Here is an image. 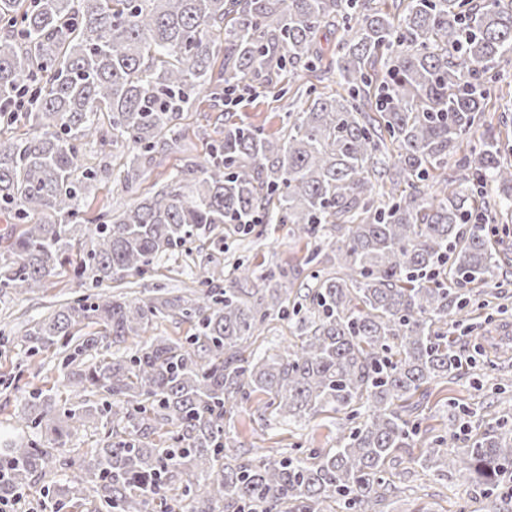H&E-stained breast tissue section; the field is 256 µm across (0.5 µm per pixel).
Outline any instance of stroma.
<instances>
[{"label": "stroma", "instance_id": "1", "mask_svg": "<svg viewBox=\"0 0 512 512\" xmlns=\"http://www.w3.org/2000/svg\"><path fill=\"white\" fill-rule=\"evenodd\" d=\"M303 98L300 83L289 80L286 95L277 90L245 96L237 107V119L258 127L265 134L278 137L288 125V112ZM224 118L209 101L199 99L178 119V127L187 138L189 153L172 152L161 164L146 168L139 178V193L146 196L158 191L170 173L180 170L187 157L203 160L222 129ZM90 164L104 165L108 175L94 187L81 207L87 216L107 208L123 209L132 204V196L122 194L120 179L124 159L121 153L92 144L87 148ZM305 241L289 237L284 224L262 225L260 233L244 235L216 228L209 235L188 244L185 255L160 257L144 275L122 283L105 282L107 293L123 292L130 296L152 295L158 288L181 290L191 287L195 266L211 263L224 268L246 260L259 271L302 261ZM498 290L489 295L480 308L454 330L457 346L463 354H476L451 382L430 384L416 411L424 428L457 429L459 446L469 437L483 433L499 419L512 420V275L498 276ZM81 291L72 275L56 276L47 288L33 294L11 297L0 302V382L13 378V388L0 385V436L15 437L27 431L22 412L24 391L33 388L63 386V373L53 352L28 356L16 338L18 329L48 315ZM264 401L254 398L243 403L229 429L243 451L260 448L262 456L276 458L293 448H331L336 444L341 415L320 412L308 416L300 425L291 426L273 419H263ZM421 448L401 451V463L388 464L396 485L393 497L384 504L386 512H480L482 489L465 479L448 480L435 471L422 469L417 459Z\"/></svg>", "mask_w": 512, "mask_h": 512}]
</instances>
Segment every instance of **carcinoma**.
Returning a JSON list of instances; mask_svg holds the SVG:
<instances>
[{
    "label": "carcinoma",
    "instance_id": "obj_1",
    "mask_svg": "<svg viewBox=\"0 0 512 512\" xmlns=\"http://www.w3.org/2000/svg\"><path fill=\"white\" fill-rule=\"evenodd\" d=\"M0 23V102L33 90L0 114V216L24 225L0 254V298L40 291L67 264L94 288L143 275L221 224H286L308 244L302 263L264 276L239 261L225 284L202 266L186 298L100 290L32 322L20 341L32 356L56 348L68 395H24L34 435L0 446V500L60 468L49 512H381L386 463L420 441L424 467L488 489L481 512H512L495 492L512 475L507 423L450 458L454 431L408 415L416 393L458 374L448 322L509 265L492 223L512 217V160L483 107L512 54V0H0ZM328 23L343 34L325 72L346 94L309 86L280 138L226 112L192 179L84 217L99 177L88 142L121 150L133 192L199 98L219 110L226 86L285 93L282 78L316 72ZM302 277L313 287L293 292ZM177 315L191 335L127 346ZM277 317L300 343L254 356ZM255 394L290 423L344 414L336 447L241 458L226 424ZM91 421L103 447L59 458Z\"/></svg>",
    "mask_w": 512,
    "mask_h": 512
}]
</instances>
